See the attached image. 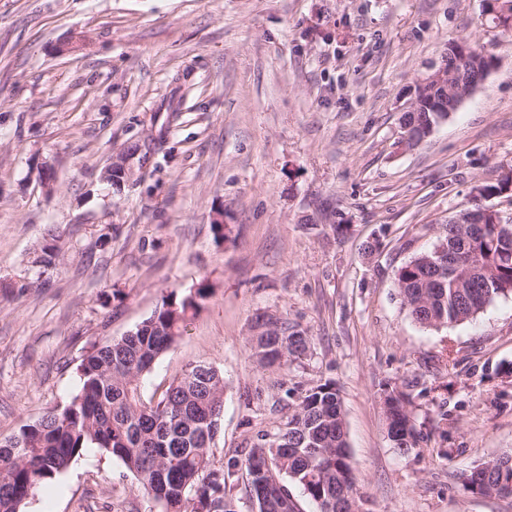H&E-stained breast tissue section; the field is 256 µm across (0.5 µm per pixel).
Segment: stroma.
<instances>
[{
	"label": "stroma",
	"mask_w": 512,
	"mask_h": 512,
	"mask_svg": "<svg viewBox=\"0 0 512 512\" xmlns=\"http://www.w3.org/2000/svg\"><path fill=\"white\" fill-rule=\"evenodd\" d=\"M452 40L494 65L405 146L401 117ZM151 137V166L106 186L113 157ZM511 169L512 36L482 0H0V438L71 400L92 344L205 281L211 298L141 390L195 362L223 373L215 466L285 420L279 382L330 381L366 512H512L464 486L512 455V295L435 329L395 284ZM263 313L311 339L287 370L251 355ZM388 384L410 392L422 436L406 454ZM159 510L87 448L23 512Z\"/></svg>",
	"instance_id": "35a3bbf8"
}]
</instances>
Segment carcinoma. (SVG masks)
<instances>
[{"label": "carcinoma", "mask_w": 512, "mask_h": 512, "mask_svg": "<svg viewBox=\"0 0 512 512\" xmlns=\"http://www.w3.org/2000/svg\"><path fill=\"white\" fill-rule=\"evenodd\" d=\"M483 13L501 33L512 35V0H483ZM446 67L448 108L468 92L493 56L469 41L448 43ZM415 108L407 122L438 124L430 95L416 88ZM512 186V170L494 183L476 187L487 199ZM454 224L437 246L471 263L454 275L436 264V249L422 252L395 275L403 304L424 327H443L473 318L498 296L512 294V224L485 225L482 235L470 231L468 214L452 215ZM211 295L208 282L193 291L170 292L161 306L133 331L90 347L77 367L80 390L62 408L25 424L0 439V512H22L26 500L65 471L85 448H97L119 460L137 489L160 505L161 512H238L230 489L245 473L257 512H301L288 488L292 481L314 501L319 512H349L341 494L356 486L347 452L344 413L339 393L330 383L307 387L288 403L290 390L277 399L286 404L287 421L274 433L260 430L241 457L217 468L213 449L220 435L224 407V375L207 364L189 366L158 397L144 398L140 383L155 360L171 349L186 323ZM254 347L257 362L281 370L310 350V337L288 320L257 317ZM409 395L386 391L383 411L393 447L407 453L419 442L408 409ZM478 494H512V455L484 463L466 479Z\"/></svg>", "instance_id": "obj_1"}]
</instances>
